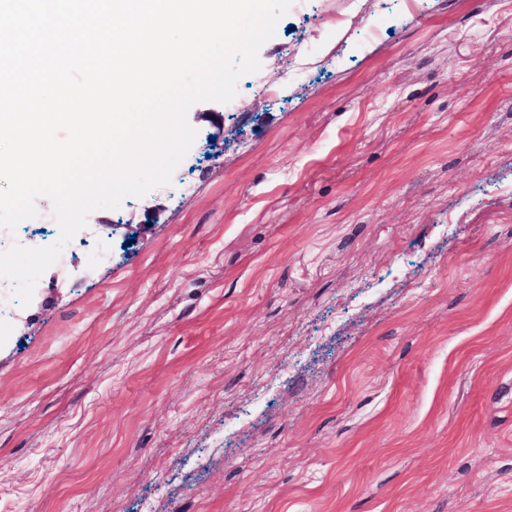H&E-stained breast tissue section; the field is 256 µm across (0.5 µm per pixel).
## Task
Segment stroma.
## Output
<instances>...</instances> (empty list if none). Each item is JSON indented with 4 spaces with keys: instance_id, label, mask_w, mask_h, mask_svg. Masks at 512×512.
<instances>
[{
    "instance_id": "1",
    "label": "stroma",
    "mask_w": 512,
    "mask_h": 512,
    "mask_svg": "<svg viewBox=\"0 0 512 512\" xmlns=\"http://www.w3.org/2000/svg\"><path fill=\"white\" fill-rule=\"evenodd\" d=\"M259 58L0 321V512H512V0Z\"/></svg>"
}]
</instances>
